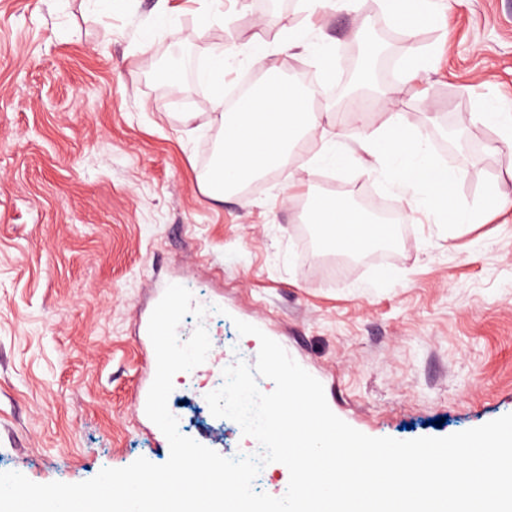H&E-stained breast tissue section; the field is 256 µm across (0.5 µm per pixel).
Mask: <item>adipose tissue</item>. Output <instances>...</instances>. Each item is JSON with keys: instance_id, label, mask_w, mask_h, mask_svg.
Here are the masks:
<instances>
[{"instance_id": "ef3b65f1", "label": "adipose tissue", "mask_w": 512, "mask_h": 512, "mask_svg": "<svg viewBox=\"0 0 512 512\" xmlns=\"http://www.w3.org/2000/svg\"><path fill=\"white\" fill-rule=\"evenodd\" d=\"M312 99V93L300 91L281 98L279 86L274 83L239 111L224 113V146L219 159L224 176L206 178L207 195L223 200L238 184L280 168L296 146L315 131ZM359 146L391 165L405 193L424 195L435 215H444L459 175L432 154L422 135L411 130L401 114L392 115ZM305 221L313 225L321 243L334 251L358 253L378 241L376 223L368 213L335 196L316 198Z\"/></svg>"}]
</instances>
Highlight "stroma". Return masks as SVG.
I'll list each match as a JSON object with an SVG mask.
<instances>
[{"mask_svg": "<svg viewBox=\"0 0 512 512\" xmlns=\"http://www.w3.org/2000/svg\"><path fill=\"white\" fill-rule=\"evenodd\" d=\"M366 2L0 0V472L77 483L168 460L132 402L147 356L135 321L156 283L178 274L220 304L183 318L187 330L205 326L211 355L182 372L170 400L183 435L223 432L226 457L260 450L206 401L226 367L260 349L239 320L368 436L444 437L512 413V218L458 226L418 206L383 254L350 267H316L299 231L298 205L331 181L404 202L333 96L364 24L391 41L393 83L407 48L419 72L389 109L366 112V126L398 112L433 143L446 137L441 118L454 119L475 139L472 155L442 156L459 202L479 205L493 183L512 194L506 132L479 119L489 106L512 113V0H433L436 22L411 33ZM298 30L323 40L334 77L304 47L279 53ZM256 41L273 54L243 55ZM230 48L239 54L215 82H194ZM303 65L348 163L293 155L260 191L210 199L200 182L224 137L217 87Z\"/></svg>", "mask_w": 512, "mask_h": 512, "instance_id": "obj_1", "label": "stroma"}]
</instances>
